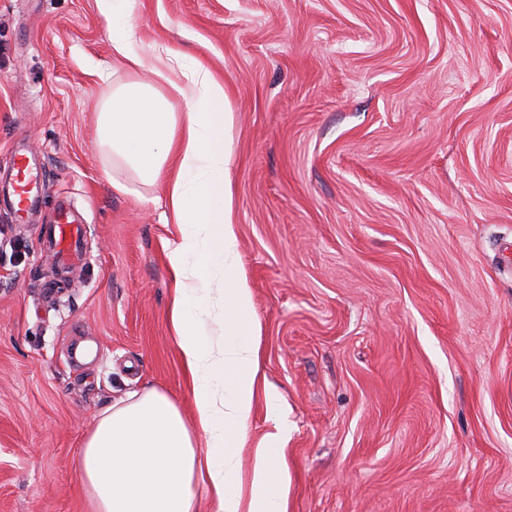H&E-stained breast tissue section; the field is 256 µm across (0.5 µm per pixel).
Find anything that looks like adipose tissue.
I'll use <instances>...</instances> for the list:
<instances>
[{"instance_id": "1", "label": "adipose tissue", "mask_w": 512, "mask_h": 512, "mask_svg": "<svg viewBox=\"0 0 512 512\" xmlns=\"http://www.w3.org/2000/svg\"><path fill=\"white\" fill-rule=\"evenodd\" d=\"M112 27V58L132 73L98 117L101 143L146 184H163L179 238L168 248L169 321L190 377L194 413L156 390L113 404L87 434L78 468L95 512H288L284 432L256 450L242 486L239 446L259 384L252 290L239 266L231 193L232 106L224 84L179 52L158 62L165 89L136 80L144 62L132 0H97ZM183 111H175V102Z\"/></svg>"}]
</instances>
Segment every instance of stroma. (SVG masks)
Segmentation results:
<instances>
[{
	"instance_id": "obj_1",
	"label": "stroma",
	"mask_w": 512,
	"mask_h": 512,
	"mask_svg": "<svg viewBox=\"0 0 512 512\" xmlns=\"http://www.w3.org/2000/svg\"><path fill=\"white\" fill-rule=\"evenodd\" d=\"M159 49L222 77L233 220L259 324L241 448L288 424V512H512V0H135ZM130 74L97 0H0V512H92L77 462L133 392L193 404L168 321L161 185L99 144ZM67 199L83 256L47 294L40 227ZM97 355L75 366L73 339ZM14 175H13V199L10 200V204L20 218L24 215L29 217L31 215L32 200L30 196L31 190L29 186L31 182L35 181L34 176L28 164L26 163L25 157L21 154H17L14 159Z\"/></svg>"
}]
</instances>
